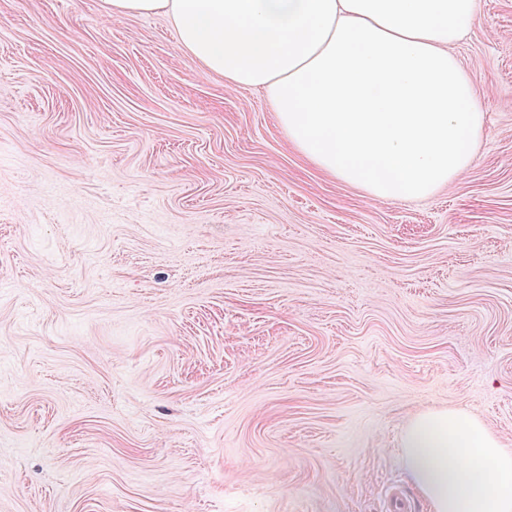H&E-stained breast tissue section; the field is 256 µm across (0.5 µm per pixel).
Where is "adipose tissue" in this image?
<instances>
[{
	"mask_svg": "<svg viewBox=\"0 0 512 512\" xmlns=\"http://www.w3.org/2000/svg\"><path fill=\"white\" fill-rule=\"evenodd\" d=\"M164 14L225 85L264 90L289 143L379 199H422L475 159L483 112L450 54L477 0H105ZM405 465L433 512H512V448L459 408L411 419Z\"/></svg>",
	"mask_w": 512,
	"mask_h": 512,
	"instance_id": "ef3b65f1",
	"label": "adipose tissue"
}]
</instances>
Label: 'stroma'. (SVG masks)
Instances as JSON below:
<instances>
[{
    "instance_id": "obj_1",
    "label": "stroma",
    "mask_w": 512,
    "mask_h": 512,
    "mask_svg": "<svg viewBox=\"0 0 512 512\" xmlns=\"http://www.w3.org/2000/svg\"><path fill=\"white\" fill-rule=\"evenodd\" d=\"M474 163L378 200L162 15L0 0V512H388L406 423L512 448V0Z\"/></svg>"
}]
</instances>
